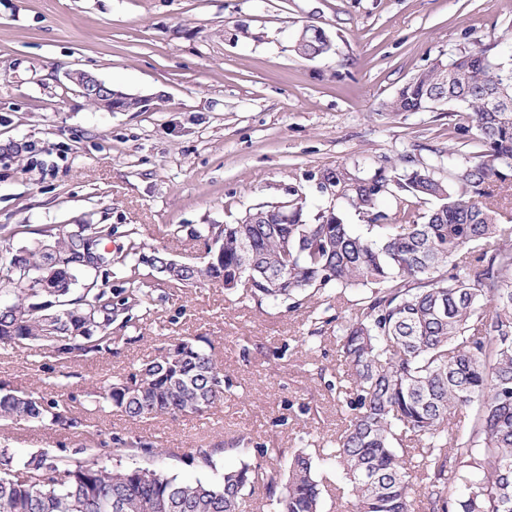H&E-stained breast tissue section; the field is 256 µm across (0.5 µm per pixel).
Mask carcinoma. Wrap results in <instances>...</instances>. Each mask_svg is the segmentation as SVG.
Instances as JSON below:
<instances>
[{"instance_id": "carcinoma-1", "label": "carcinoma", "mask_w": 512, "mask_h": 512, "mask_svg": "<svg viewBox=\"0 0 512 512\" xmlns=\"http://www.w3.org/2000/svg\"><path fill=\"white\" fill-rule=\"evenodd\" d=\"M295 51L330 55L324 31L299 33ZM474 64L460 74L466 88L448 125V138L472 146L464 164L456 150L435 153L417 166L368 177L324 169L330 186L361 220L322 208L307 222L306 197L288 189L295 204L288 220L278 204L258 207L242 224L193 230L207 252L224 254L202 266L171 272V259L131 241L112 253V226L80 224L60 233L32 230L30 246L0 241V347L35 344L66 360L72 354L112 350L121 337L112 324L133 312L150 314L156 288H187L201 280L224 283L261 301L332 298L333 289L356 293L354 313L338 327L349 393L339 399L346 426L323 455L351 488L345 512H512V237L498 223L486 186L512 181V108L488 109L486 95L512 96V42L477 41ZM444 70L415 76L386 103L387 111L419 112L442 104ZM448 169V178L440 171ZM391 199L394 211L381 205ZM432 202L434 206L425 208ZM148 265L154 280L139 270ZM247 264L250 279L234 283ZM127 287L112 302V271ZM94 274L75 295L78 277ZM205 336L182 337L126 378L104 387L99 399L131 420L201 416L224 401L232 384L213 358ZM73 399L41 388L19 392L0 386V419L70 433L81 426ZM468 416L464 426L456 415ZM111 447L114 465L98 463ZM224 448L188 455L200 471L217 469ZM159 456L154 442L114 436L74 453L47 449L19 454L0 444V512H239L247 489L261 483L276 512H319L322 489L316 465L293 453L281 471L241 462L221 478H182L149 465L126 467V456ZM459 485L448 496V484Z\"/></svg>"}]
</instances>
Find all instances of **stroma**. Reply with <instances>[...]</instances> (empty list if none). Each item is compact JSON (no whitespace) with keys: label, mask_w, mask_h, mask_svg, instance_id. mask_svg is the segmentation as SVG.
<instances>
[{"label":"stroma","mask_w":512,"mask_h":512,"mask_svg":"<svg viewBox=\"0 0 512 512\" xmlns=\"http://www.w3.org/2000/svg\"><path fill=\"white\" fill-rule=\"evenodd\" d=\"M325 31L327 57L293 50L302 26ZM512 27V0H0V227L14 247L30 231L92 222L112 227V250L135 240L176 262L202 265L192 229L242 223L250 209L304 192L309 214L342 201L316 176L364 177L448 148V112L388 114L411 78L447 64L476 40ZM86 72L138 97L111 112L69 80ZM352 294L267 305L205 281L167 289L148 319L111 352L62 362L40 347L0 349V383L38 380L74 397L90 432L161 443L160 468L193 478L182 456L234 442L219 459L273 466L264 446L317 456L345 420L337 405L335 318ZM207 337L233 382L203 416L132 421L89 402L180 336ZM26 453L77 447L82 434L4 425Z\"/></svg>","instance_id":"1"}]
</instances>
